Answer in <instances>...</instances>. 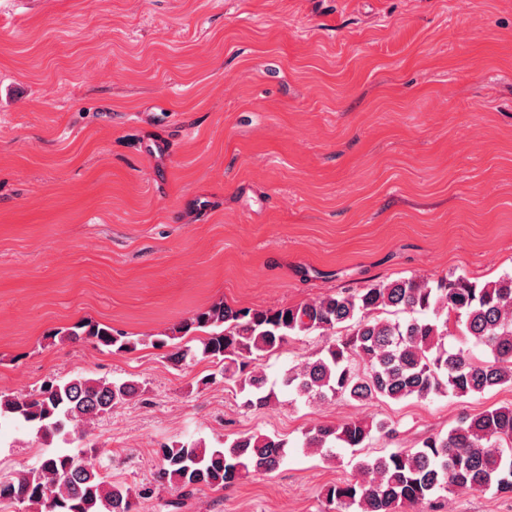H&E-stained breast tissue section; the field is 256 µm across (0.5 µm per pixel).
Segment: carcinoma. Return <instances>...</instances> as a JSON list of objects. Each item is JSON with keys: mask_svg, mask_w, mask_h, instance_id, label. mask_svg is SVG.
Listing matches in <instances>:
<instances>
[{"mask_svg": "<svg viewBox=\"0 0 512 512\" xmlns=\"http://www.w3.org/2000/svg\"><path fill=\"white\" fill-rule=\"evenodd\" d=\"M333 334L314 357L288 369L281 385L308 403L327 399L420 401L462 398L512 385V275L478 284L463 275L430 282L399 278L358 291L271 309L234 307L223 301L195 312L159 335L153 345L195 337L168 360H206L239 382L245 405L264 408L276 397L259 361L293 336ZM68 339H94L117 352L136 342L112 328L82 319L59 332ZM135 380L122 382L78 373L43 384L35 394L0 393V418L27 425L45 443L67 428L104 417L139 398ZM394 432L383 420L356 419L322 425L305 435L303 447L328 458L349 448L352 478L324 491L326 512H426L457 490L512 493V405L461 420L421 446L364 455L374 435ZM288 440L261 433L221 446L200 441L164 443L156 450V482L183 495L202 487L226 489L253 473L277 470ZM0 497L22 512H134L137 490L105 479L79 455L49 453L37 468L21 467L4 482Z\"/></svg>", "mask_w": 512, "mask_h": 512, "instance_id": "cac0c4a2", "label": "carcinoma"}]
</instances>
